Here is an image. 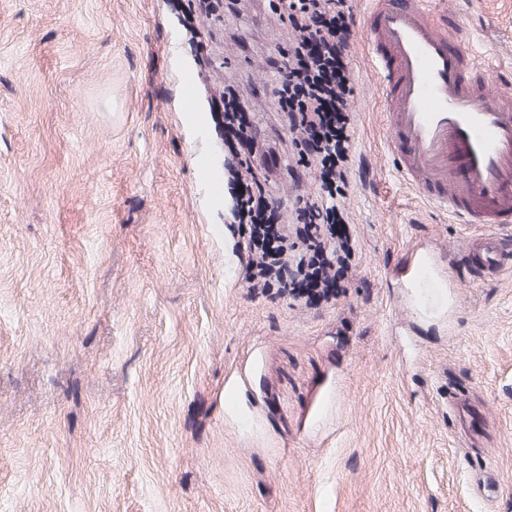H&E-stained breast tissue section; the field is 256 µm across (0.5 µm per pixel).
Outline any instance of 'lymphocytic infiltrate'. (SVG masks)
<instances>
[{"label": "lymphocytic infiltrate", "mask_w": 512, "mask_h": 512, "mask_svg": "<svg viewBox=\"0 0 512 512\" xmlns=\"http://www.w3.org/2000/svg\"><path fill=\"white\" fill-rule=\"evenodd\" d=\"M356 2L271 0L283 39L248 66L251 83L271 87L280 141L290 150L287 175L277 182L257 159L253 110L216 69L209 41L194 43L224 137L225 222L239 238V281L252 296L317 310L347 297L358 279L346 207L357 123L350 51Z\"/></svg>", "instance_id": "obj_1"}]
</instances>
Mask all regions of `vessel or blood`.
I'll use <instances>...</instances> for the list:
<instances>
[{"label":"vessel or blood","instance_id":"1","mask_svg":"<svg viewBox=\"0 0 512 512\" xmlns=\"http://www.w3.org/2000/svg\"><path fill=\"white\" fill-rule=\"evenodd\" d=\"M382 82L390 152L403 177L463 224L485 226L457 266L488 280L512 267V89L465 39L438 25L424 0H371L354 30ZM445 254L413 248L392 267L406 290L402 318L440 315L455 281ZM487 407L463 415L473 436Z\"/></svg>","mask_w":512,"mask_h":512}]
</instances>
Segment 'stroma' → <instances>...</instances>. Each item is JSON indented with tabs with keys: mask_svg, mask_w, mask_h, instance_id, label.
<instances>
[{
	"mask_svg": "<svg viewBox=\"0 0 512 512\" xmlns=\"http://www.w3.org/2000/svg\"><path fill=\"white\" fill-rule=\"evenodd\" d=\"M430 9L512 82V0ZM224 30L287 160L246 63L281 22L239 0ZM192 42L169 0H0V512H512V269L397 319L390 267L483 228L403 179L360 65L356 286L319 312L250 296ZM452 388L488 404L481 438Z\"/></svg>",
	"mask_w": 512,
	"mask_h": 512,
	"instance_id": "obj_1",
	"label": "stroma"
}]
</instances>
